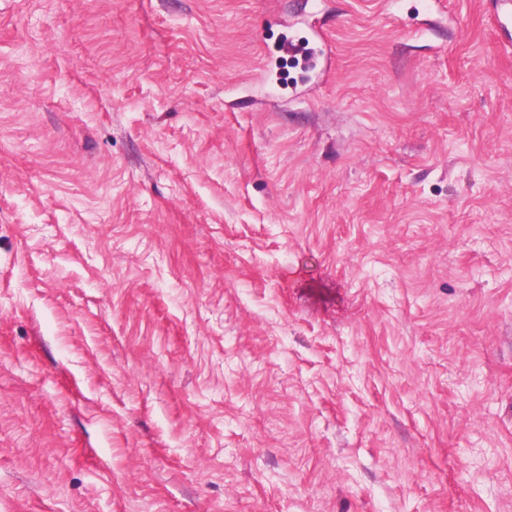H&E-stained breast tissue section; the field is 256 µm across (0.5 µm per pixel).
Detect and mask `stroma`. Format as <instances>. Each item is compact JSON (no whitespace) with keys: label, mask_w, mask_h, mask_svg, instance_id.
Listing matches in <instances>:
<instances>
[{"label":"stroma","mask_w":512,"mask_h":512,"mask_svg":"<svg viewBox=\"0 0 512 512\" xmlns=\"http://www.w3.org/2000/svg\"><path fill=\"white\" fill-rule=\"evenodd\" d=\"M500 14L0 0V512H512Z\"/></svg>","instance_id":"1"}]
</instances>
